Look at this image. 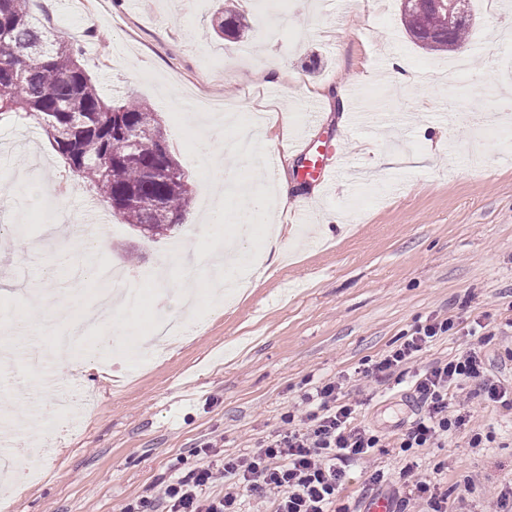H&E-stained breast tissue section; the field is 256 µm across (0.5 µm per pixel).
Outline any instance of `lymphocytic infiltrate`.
<instances>
[{
    "label": "lymphocytic infiltrate",
    "instance_id": "obj_1",
    "mask_svg": "<svg viewBox=\"0 0 512 512\" xmlns=\"http://www.w3.org/2000/svg\"><path fill=\"white\" fill-rule=\"evenodd\" d=\"M453 327L448 320L419 326L411 336L375 364L363 377L381 382L396 370L415 362L419 353ZM416 417L402 433L400 448H428L439 436L461 429L471 421L469 412H448L450 388H468L470 396L485 403L512 408V386L487 373L479 351L416 372L412 382ZM358 404L344 399L341 384L327 381L305 390L299 404L283 417L279 437L260 444L251 453L227 458L215 445L194 449L195 465L184 475L163 483L154 499L132 500L121 512H239L243 493L268 499L272 512H331L345 476L347 463L366 457L379 447L381 437L357 421ZM415 463L403 472V494L394 496V512H447L448 496L418 477ZM224 492L210 495L215 484Z\"/></svg>",
    "mask_w": 512,
    "mask_h": 512
}]
</instances>
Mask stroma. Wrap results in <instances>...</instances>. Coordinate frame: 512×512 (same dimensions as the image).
Listing matches in <instances>:
<instances>
[{"mask_svg": "<svg viewBox=\"0 0 512 512\" xmlns=\"http://www.w3.org/2000/svg\"><path fill=\"white\" fill-rule=\"evenodd\" d=\"M31 13L56 33L81 42L82 62L104 97L132 95L157 112L170 148L185 171L193 202L173 240L209 250L198 232L205 197L222 196L227 211L240 193L266 182L267 153L226 159L239 195L218 194L196 142L202 111H186V88L233 104L239 123L227 134L256 135L263 113L287 117L272 129L277 168L293 202L277 218L283 249L260 267L257 287L220 298L201 289L194 336L164 357L128 358L100 348L97 325H86L88 351L69 364L30 370L26 356L49 352L50 332L0 334V347L20 356L0 363V419L13 425L4 451L18 467L37 463L33 481H0L7 512H118L152 497L175 465L191 467L192 449L211 442L227 457L250 453L283 429L301 393L323 380H342L360 401L357 419L377 430L381 447L350 463L334 512H364L375 497L400 486L417 462L448 494V512H498L512 489V409L473 400L471 426L430 448L401 451L398 438L415 417V370L457 357L478 344L467 333L487 317L491 341L482 347L491 372L512 384V41L496 39L512 24V0H472L478 25L467 45L431 54L414 45L400 23V0H290L287 8L238 0L250 25L246 40L210 30L214 0H31ZM96 15L95 29L84 27ZM399 59L422 83L391 80ZM297 73L268 83L269 60ZM361 84L365 109L386 119L352 129L342 109L344 84ZM495 112L504 122L482 115ZM314 144L339 141L348 165L336 192L321 195L303 181L302 133ZM68 173L64 159L31 119L0 121V180L11 184L0 210V318L40 315L32 294L53 295L57 320L75 312L42 271L55 254L45 225L72 229L107 205L91 191L35 201L42 182ZM110 241L92 264L135 272L155 270L171 240L143 238L110 218ZM449 318L455 329L424 349L416 364L385 382L361 380L417 326ZM95 397L76 408L64 435L48 419L61 393ZM483 441L472 446L473 430ZM383 472L391 486L368 488Z\"/></svg>", "mask_w": 512, "mask_h": 512, "instance_id": "obj_1", "label": "stroma"}]
</instances>
